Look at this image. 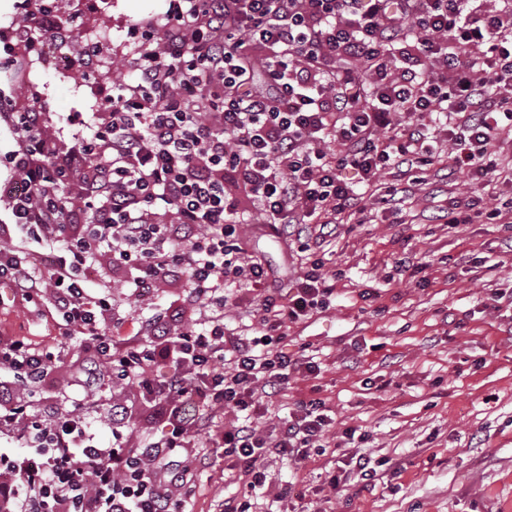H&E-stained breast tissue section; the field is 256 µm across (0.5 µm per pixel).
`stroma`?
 Returning <instances> with one entry per match:
<instances>
[{"mask_svg": "<svg viewBox=\"0 0 512 512\" xmlns=\"http://www.w3.org/2000/svg\"><path fill=\"white\" fill-rule=\"evenodd\" d=\"M92 22L75 21L71 48L81 67L58 70L33 62L28 76L0 70V89L23 99L37 97L48 131L63 148L88 137L100 103L125 74L127 57L148 46V36L182 0H107ZM67 0L49 15L31 19L18 0H0V35L35 22L44 36L62 21ZM404 223L377 217L372 224H342L334 236L311 240L307 255L287 245L266 225H245L248 249L276 287L294 286L304 257L321 259L337 272L336 290L323 308L290 324L278 347L313 358L315 374L292 377L269 403L261 420L271 431L292 403L320 399L332 411L333 432L364 435L360 452L371 457L377 476L370 487L341 480L331 487L337 455L311 450L302 468L269 460L272 484L258 500L277 512H512V309L492 300L512 286V230L501 224L448 227L439 217L452 197L467 195L462 172L430 173L427 183L403 177ZM406 255L423 264L421 275L397 274L394 260ZM88 291L108 297L125 332L137 331L142 309L131 288H105L94 278ZM0 336L67 357L53 380L40 388H16L27 413L44 416L84 401L93 443L112 445V403L129 407L123 429L135 446L161 430L138 415L136 387L104 377L87 387L76 373L84 353L81 337L62 341L49 297L22 300L0 284ZM401 472H394V464ZM193 512H220L225 498L243 496L238 470L212 458L193 479Z\"/></svg>", "mask_w": 512, "mask_h": 512, "instance_id": "stroma-1", "label": "stroma"}]
</instances>
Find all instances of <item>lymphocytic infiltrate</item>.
I'll list each match as a JSON object with an SVG mask.
<instances>
[{
  "label": "lymphocytic infiltrate",
  "instance_id": "lymphocytic-infiltrate-1",
  "mask_svg": "<svg viewBox=\"0 0 512 512\" xmlns=\"http://www.w3.org/2000/svg\"><path fill=\"white\" fill-rule=\"evenodd\" d=\"M125 68L76 182L43 112L14 111L0 92V123L15 136L0 282L29 301L50 295L63 336L82 337L91 364L136 384L164 428L128 447V410L115 404L114 443L98 448L82 404L42 420L0 384V426L26 446L0 462V512H187L166 487L168 459L200 441L253 491L272 480L268 456L305 464L333 422L325 403L296 402L267 433L261 398L315 372L272 342L322 306L336 279L316 259L293 288L271 287L243 225L260 218L305 244L343 222L373 223L355 185L388 204L399 188L385 177L403 169L446 163L476 191L512 183V0H188ZM488 220L511 225L512 205L453 198L443 215L448 225ZM104 255L138 301L181 288L189 325L155 314L140 334L105 335L112 305L86 289ZM245 302L260 336L224 322L228 305ZM62 359L0 336V370L28 386ZM226 412L242 422L215 430Z\"/></svg>",
  "mask_w": 512,
  "mask_h": 512
}]
</instances>
